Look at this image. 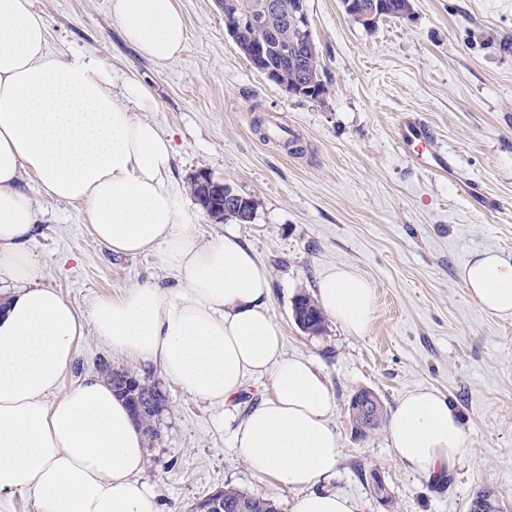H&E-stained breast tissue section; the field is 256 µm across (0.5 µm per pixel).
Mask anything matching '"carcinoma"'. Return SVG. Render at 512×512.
I'll return each instance as SVG.
<instances>
[{
	"instance_id": "carcinoma-1",
	"label": "carcinoma",
	"mask_w": 512,
	"mask_h": 512,
	"mask_svg": "<svg viewBox=\"0 0 512 512\" xmlns=\"http://www.w3.org/2000/svg\"><path fill=\"white\" fill-rule=\"evenodd\" d=\"M385 2L380 18H405L412 13L411 0H357V8L344 9L345 14L355 23L373 31L374 27L366 26L363 8ZM280 11L270 20L269 27L279 38L268 41V64L281 72V81L292 85H303L309 91L302 97L311 100L324 98L330 90L331 79L322 66L313 34L301 36L293 28L290 21L289 5L293 0H278ZM249 3V0H222L225 28H233V42L241 54L250 51L253 44L265 38L266 32L257 29L242 28L237 23L238 8ZM224 219L236 224H249L254 219L252 200L244 202L240 210H231L224 214ZM292 311L294 320L312 334L325 330L326 315L317 301L302 293L294 298ZM102 374L112 382V390L125 401L136 424L144 434L153 439L158 436L157 422L160 413L166 406V397L161 389L125 369H112L102 364ZM370 397L371 409L361 415L357 406L351 405L352 420L355 431L366 436L381 428L386 420V411L382 401L373 392L362 389L356 397ZM219 502L220 512H277L276 504L267 498L250 496L233 488H226L215 495L203 498L194 505L196 512H211L209 507Z\"/></svg>"
}]
</instances>
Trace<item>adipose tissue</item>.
<instances>
[{
	"mask_svg": "<svg viewBox=\"0 0 512 512\" xmlns=\"http://www.w3.org/2000/svg\"><path fill=\"white\" fill-rule=\"evenodd\" d=\"M112 16L140 53L167 62L187 37L176 0H112ZM31 0H0V495L24 494L35 512H160L140 474L144 435L99 377L61 391L83 336L76 310L40 285L27 242L38 212L22 189L86 209L112 252L150 254L176 270L175 285L136 284L96 299L89 319L113 351L157 363L189 395L223 406L247 376L269 377L273 394L238 426L250 468L300 490L294 512H353L322 490L341 456L328 417L333 399L311 361L284 356L267 307L270 274L234 225L209 243L170 180L173 146L147 112L150 89L115 84L103 60L47 49ZM138 112H131L129 102ZM462 278L489 314L512 316V257L473 253ZM317 297L347 331L364 333L370 283L345 266L328 271ZM395 457L432 474L452 469L466 441L461 415L430 389L404 395L389 422Z\"/></svg>",
	"mask_w": 512,
	"mask_h": 512,
	"instance_id": "1",
	"label": "adipose tissue"
}]
</instances>
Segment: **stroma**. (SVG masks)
<instances>
[{"label": "stroma", "instance_id": "obj_1", "mask_svg": "<svg viewBox=\"0 0 512 512\" xmlns=\"http://www.w3.org/2000/svg\"><path fill=\"white\" fill-rule=\"evenodd\" d=\"M187 25L181 54L166 63L142 57L112 18L111 0H33L48 49L106 60L115 81L133 75L151 88L149 118L172 137L171 180L193 204V178L207 173L255 204L238 232L267 267L269 309L286 355L310 358L334 396L330 422L343 448L325 489L354 512H468L494 489L512 512V318L484 312L461 272L478 250L512 256V0H412L405 19L366 31L340 0H306L311 30L332 85L323 99L292 97L253 69L224 27L216 0H178ZM419 117L461 178L474 181L489 209L457 183L432 177L395 141L399 120ZM291 130L300 154L265 141L263 124ZM24 191L39 212L28 243L56 288L80 314L92 301L136 283L176 282L154 257L110 251L91 233L84 206ZM346 266L374 290L363 335L327 320L318 335L296 324L292 303L315 293L330 267ZM128 369L165 391L158 436L146 443L143 480L163 512L191 506L230 486L292 512L296 493L251 472L234 447L237 425L271 395L269 378L248 377L227 408L193 400L154 364L112 353L85 330L63 386ZM431 388L463 415L466 447L448 472L414 471L393 456L387 429L355 437L353 394L374 391L386 409ZM378 469L392 496L380 504L360 471Z\"/></svg>", "mask_w": 512, "mask_h": 512}]
</instances>
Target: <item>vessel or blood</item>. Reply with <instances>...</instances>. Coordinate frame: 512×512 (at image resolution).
Masks as SVG:
<instances>
[{
    "label": "vessel or blood",
    "instance_id": "1",
    "mask_svg": "<svg viewBox=\"0 0 512 512\" xmlns=\"http://www.w3.org/2000/svg\"><path fill=\"white\" fill-rule=\"evenodd\" d=\"M396 144L413 163L419 164L435 176L458 181L464 194L473 193L471 182L459 181L458 171L447 154L433 150V136L424 123L414 118L402 120L397 127Z\"/></svg>",
    "mask_w": 512,
    "mask_h": 512
}]
</instances>
